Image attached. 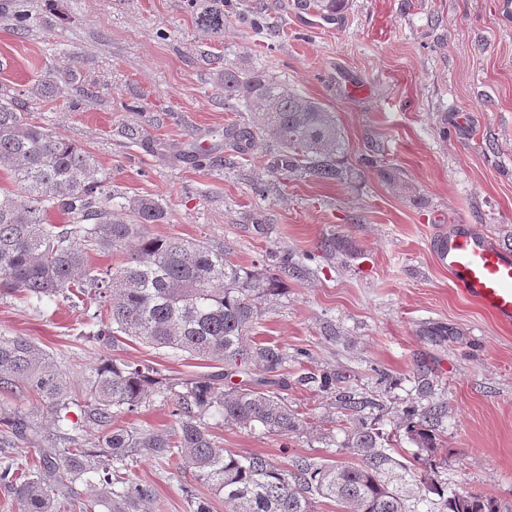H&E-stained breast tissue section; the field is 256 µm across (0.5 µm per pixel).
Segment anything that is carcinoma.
Listing matches in <instances>:
<instances>
[{
  "label": "carcinoma",
  "instance_id": "1",
  "mask_svg": "<svg viewBox=\"0 0 512 512\" xmlns=\"http://www.w3.org/2000/svg\"><path fill=\"white\" fill-rule=\"evenodd\" d=\"M197 28L215 38L224 33V9L232 0H189ZM302 7L325 17L337 15L346 0H302ZM14 29L29 28L24 0H13ZM224 103L251 114L252 125H227L224 141L242 152L261 148L263 135L279 145L269 162L272 176L309 174L325 182L352 177L341 166L344 137L334 113L299 93L288 82L243 61L224 68ZM55 77L44 76L20 96L59 94ZM0 163L12 186H0V292L19 291L41 306L47 300L78 298L91 312L92 336H128L158 348L224 364V372L200 376L173 392V433L112 426L114 416L132 412L162 380L135 363H105L74 390L49 355L23 336L0 334V395L27 393L53 415L55 427L42 431L18 409L0 404V491L19 512H56L57 491H70L78 512H149L153 489L132 478L131 463L143 455L180 461L194 479L224 499L230 512H316L322 500L341 512H413L384 475L397 466L378 443L380 432L360 421L345 447L357 455L349 464L297 460L278 468L262 455L227 451L204 421L217 414L224 423L269 433L299 430L301 418L277 396L275 373L291 360L276 345L248 339L262 303L276 296L283 276L301 272L288 259L282 273H264L235 262L226 243L179 236L153 237L149 224L164 221L161 204L134 197L117 206L96 177L91 152L29 121L17 99L0 100ZM68 217L65 224L53 216ZM121 253V262L102 270L92 255ZM244 368L251 384L226 386L227 371ZM319 390L336 388V374L302 377ZM341 409L380 407L364 393L340 391ZM76 407L80 417L69 418ZM407 433L422 448H437L434 426L443 403L404 411ZM95 429L98 445L86 448L82 432ZM26 441L31 456L16 461L10 449ZM415 481L443 499L446 512H497L494 500L459 494L433 483L428 471Z\"/></svg>",
  "mask_w": 512,
  "mask_h": 512
}]
</instances>
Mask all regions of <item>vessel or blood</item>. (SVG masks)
<instances>
[{
  "label": "vessel or blood",
  "instance_id": "vessel-or-blood-1",
  "mask_svg": "<svg viewBox=\"0 0 512 512\" xmlns=\"http://www.w3.org/2000/svg\"><path fill=\"white\" fill-rule=\"evenodd\" d=\"M456 293L499 322L512 323V251L467 224L449 225L436 248Z\"/></svg>",
  "mask_w": 512,
  "mask_h": 512
}]
</instances>
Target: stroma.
<instances>
[{
  "label": "stroma",
  "instance_id": "35a3bbf8",
  "mask_svg": "<svg viewBox=\"0 0 512 512\" xmlns=\"http://www.w3.org/2000/svg\"><path fill=\"white\" fill-rule=\"evenodd\" d=\"M268 2L263 27L229 12L218 40L197 28L187 0H27L33 22L20 34L0 9V97L53 72L64 93L25 100L24 111L89 150L109 193L158 200L166 219L150 235L223 241L247 266H273L279 252L304 264L250 332L307 351L278 389L302 426L277 435L218 423L224 448L281 468L350 462L346 430L373 420L415 512H437L436 495L417 499L405 476L425 455L402 414L423 364L446 405L439 481L512 512V326L461 299L433 252L441 226L458 222L512 250V18L503 0H348L312 28L299 0ZM242 58L335 113L351 181L275 179L262 159L225 145V125L251 120L225 108L218 79ZM332 237L346 250L322 252ZM85 320L65 301L36 310L21 293L0 295V333L34 341L74 386L107 360L150 364L171 383L224 370L127 336L87 341ZM434 325L447 337L426 336ZM326 368L341 387L378 395L382 410L348 416L334 394L301 384ZM379 369L390 376L382 386ZM171 404L153 395L115 424L173 430ZM132 473L154 490L150 512H189L188 493H207L175 460L145 456Z\"/></svg>",
  "mask_w": 512,
  "mask_h": 512
}]
</instances>
